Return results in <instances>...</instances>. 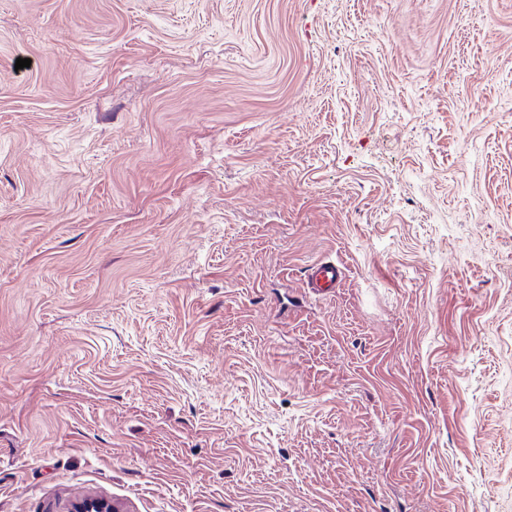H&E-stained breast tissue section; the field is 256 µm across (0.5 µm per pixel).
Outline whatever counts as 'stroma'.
<instances>
[{
	"label": "stroma",
	"mask_w": 512,
	"mask_h": 512,
	"mask_svg": "<svg viewBox=\"0 0 512 512\" xmlns=\"http://www.w3.org/2000/svg\"><path fill=\"white\" fill-rule=\"evenodd\" d=\"M88 497L512 512V0H0V512ZM342 279L343 271L339 265L328 261L318 262L310 268L308 288L320 297H327L335 293Z\"/></svg>",
	"instance_id": "1"
}]
</instances>
